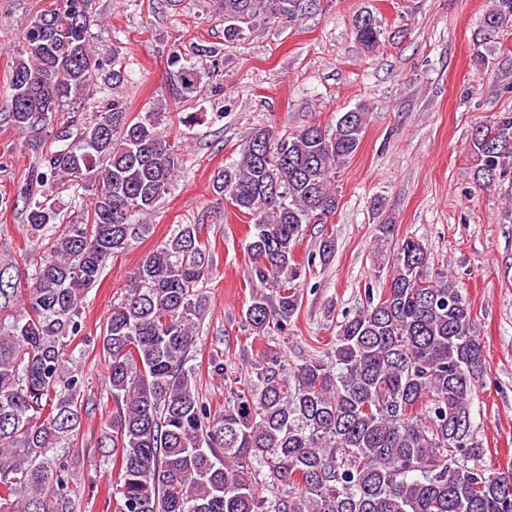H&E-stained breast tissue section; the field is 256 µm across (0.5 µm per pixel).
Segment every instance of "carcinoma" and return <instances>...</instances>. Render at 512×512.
<instances>
[{"instance_id":"carcinoma-1","label":"carcinoma","mask_w":512,"mask_h":512,"mask_svg":"<svg viewBox=\"0 0 512 512\" xmlns=\"http://www.w3.org/2000/svg\"><path fill=\"white\" fill-rule=\"evenodd\" d=\"M89 0H54L20 36L7 119L22 133L55 129L32 170L23 229L48 241L30 282L0 262V512H78L69 466L57 447L80 430L86 383L65 368L81 331V302L107 259L146 229L181 166L159 116L130 118L118 96L79 120L73 104L99 78L88 39ZM224 40L258 23H292L305 0H215ZM512 26V0H492L488 35ZM356 38L372 50L384 34L369 11ZM172 109L201 93V71L170 51ZM367 112L342 113L329 128L245 136L237 161L212 181L216 196L251 216L246 243L252 295L245 321L258 336L280 335L301 307L306 267L326 265L336 243L324 236L307 265L295 258L305 224H325L340 198L336 174L357 152ZM474 177L506 185L512 198V113L474 127ZM92 190L78 220L52 197ZM198 224H179L148 254L129 290L108 312L100 351L108 367L111 430L102 455L120 465L114 512H512V472L475 461L481 447L472 404L484 359L470 303L448 273L430 267L413 237L376 225L387 250L388 287L345 319L330 347L291 366L276 349L245 381L211 358L225 383L213 412L188 365L206 306L199 285L213 265Z\"/></svg>"}]
</instances>
